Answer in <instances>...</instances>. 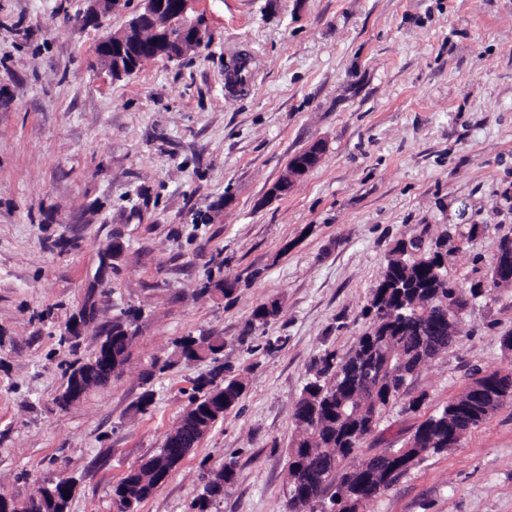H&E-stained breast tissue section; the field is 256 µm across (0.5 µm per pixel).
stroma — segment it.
Returning <instances> with one entry per match:
<instances>
[{"mask_svg": "<svg viewBox=\"0 0 512 512\" xmlns=\"http://www.w3.org/2000/svg\"><path fill=\"white\" fill-rule=\"evenodd\" d=\"M88 7L0 0V489L25 501L70 477L69 512H113V486L213 368L176 361L177 339L214 335L244 394L140 512H191L228 458L235 477L210 512H284L295 405L320 358L367 332L390 251L480 225L447 266L467 288L512 237V0H191L208 46L121 80L95 47L142 0L97 25ZM244 55L247 84L228 88ZM317 141L321 163L272 195ZM227 278L232 292L214 291ZM273 300L279 316L251 327ZM84 308L81 336L60 344ZM128 309L140 316L122 374L60 410L68 366ZM509 333L512 289L472 304L358 455L403 447L475 370H512ZM365 512H512V406Z\"/></svg>", "mask_w": 512, "mask_h": 512, "instance_id": "obj_1", "label": "stroma"}]
</instances>
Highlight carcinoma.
Instances as JSON below:
<instances>
[{
	"mask_svg": "<svg viewBox=\"0 0 512 512\" xmlns=\"http://www.w3.org/2000/svg\"><path fill=\"white\" fill-rule=\"evenodd\" d=\"M415 256L404 254L402 246L394 248L378 280L372 300L366 309L367 314L380 311L382 305L392 306L402 301L409 306L423 311L426 297L434 292L428 287L436 278V273L444 272L448 258L459 251L448 238H439L435 247L427 252H420V246H414ZM280 313L276 301L258 306L252 314V324L264 327ZM374 339H360L357 346L345 357L338 360L336 355L328 353L319 360V367L313 380L306 385L298 400L293 415L295 435L288 451L287 483L299 484L300 494L296 499L288 500V508L299 512L322 504L332 509L336 506L341 512H348L347 502L356 500L352 488H343L336 483V477L327 475L325 460L331 456L344 462L352 454L351 432L364 430L368 422L379 417L382 410L395 404L400 396L401 382L394 379L390 384L378 385L373 379L363 381L362 388L353 391L344 384L341 373L355 364L367 359H381L390 356L395 359L407 356L418 348L427 350L425 358L433 359L448 351L453 341L447 333H437L421 338L419 334L400 316L392 315L387 320L371 322ZM112 340L118 352L132 347L134 337L123 323L112 326V335L104 336L100 347H105L106 340ZM180 355L187 361L197 358L196 350L201 349L213 360L219 359L224 352V339L221 336H185L180 340ZM224 368L210 374V379L197 383V392L201 396L195 400H206L210 393L208 386L214 381L223 383L224 395L229 397L224 412L233 410L239 403L245 384L237 379H224ZM468 390H463L448 401L441 410L423 420L408 441L409 449L403 455V469L389 477L384 473L373 476L371 491L377 497L392 486L402 475L412 469L423 457L442 454L448 451V430L455 419V408L465 397ZM337 486L329 500H323L327 488ZM158 488V481L142 469H131L113 489L112 504L115 512H128L139 509ZM128 492L136 494L135 503L124 501Z\"/></svg>",
	"mask_w": 512,
	"mask_h": 512,
	"instance_id": "1",
	"label": "carcinoma"
}]
</instances>
